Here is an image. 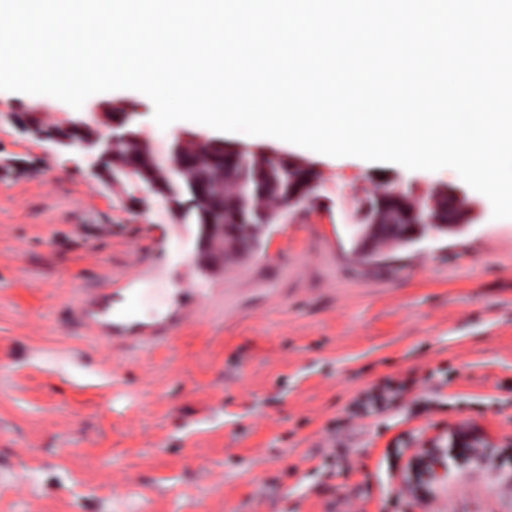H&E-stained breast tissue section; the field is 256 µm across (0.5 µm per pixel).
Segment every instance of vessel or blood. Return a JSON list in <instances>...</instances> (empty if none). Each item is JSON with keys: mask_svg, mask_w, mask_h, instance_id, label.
Here are the masks:
<instances>
[{"mask_svg": "<svg viewBox=\"0 0 512 512\" xmlns=\"http://www.w3.org/2000/svg\"><path fill=\"white\" fill-rule=\"evenodd\" d=\"M198 274L195 263L186 265L180 288L182 305L152 324L132 327L136 297L118 295L112 288L105 289L100 297H83L76 309L77 322L83 328L94 330L98 339L115 346L151 347L161 344L174 338L195 318L202 292ZM463 497L484 500L485 512H512V479L488 489L484 486L483 476L458 477L450 487L435 491L428 503L429 512H448L450 500Z\"/></svg>", "mask_w": 512, "mask_h": 512, "instance_id": "1", "label": "vessel or blood"}]
</instances>
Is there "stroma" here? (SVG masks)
Masks as SVG:
<instances>
[{
    "mask_svg": "<svg viewBox=\"0 0 512 512\" xmlns=\"http://www.w3.org/2000/svg\"><path fill=\"white\" fill-rule=\"evenodd\" d=\"M137 107L157 143L214 129H160L133 90L73 109L0 91V512H423L388 474L464 421L512 468V219L483 212L465 232L366 262L347 218L375 184L424 193L461 186L451 169L334 158L268 136L255 145L310 158L327 206L273 225L261 248L200 276L203 301L177 337L112 347L75 323L81 296L136 292L140 321L179 288L197 227L158 199L130 208L133 185L106 188L22 118L39 103L76 117L105 102ZM448 373L427 416L400 407L330 435L331 420L385 376Z\"/></svg>",
    "mask_w": 512,
    "mask_h": 512,
    "instance_id": "stroma-1",
    "label": "stroma"
}]
</instances>
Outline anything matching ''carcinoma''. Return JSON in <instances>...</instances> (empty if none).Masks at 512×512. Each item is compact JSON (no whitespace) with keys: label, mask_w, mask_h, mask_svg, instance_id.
<instances>
[{"label":"carcinoma","mask_w":512,"mask_h":512,"mask_svg":"<svg viewBox=\"0 0 512 512\" xmlns=\"http://www.w3.org/2000/svg\"><path fill=\"white\" fill-rule=\"evenodd\" d=\"M148 155L135 144L126 147V167L114 175V181L131 179L137 184L147 180ZM217 169L224 170V180L237 185L234 194L224 198V223L241 232L238 240L250 256L262 245L266 228L282 222L288 210L310 205L319 198V180L311 163L298 156L267 155L248 145L220 142L213 149L186 164L181 171L168 170L163 179L168 189L191 203L185 218L198 228L211 223L213 213L203 188L211 189L209 179ZM416 202L429 206L436 223H448V187L433 189L428 195L415 196ZM290 201V209L280 208ZM410 197L394 183L358 202L359 224H404Z\"/></svg>","instance_id":"carcinoma-1"}]
</instances>
